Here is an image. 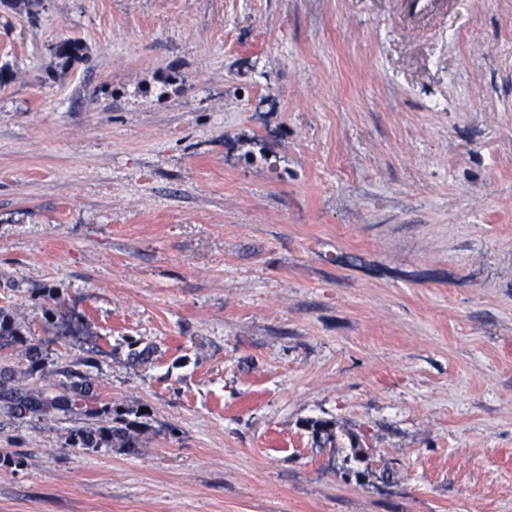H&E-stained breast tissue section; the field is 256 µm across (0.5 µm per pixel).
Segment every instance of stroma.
I'll return each instance as SVG.
<instances>
[{"label": "stroma", "instance_id": "obj_1", "mask_svg": "<svg viewBox=\"0 0 512 512\" xmlns=\"http://www.w3.org/2000/svg\"><path fill=\"white\" fill-rule=\"evenodd\" d=\"M1 65L0 307L142 446L1 408L0 512H512V0L0 4ZM53 51L64 67H69L72 63L80 61L86 56L85 44L80 39L75 38H65L58 41L53 47ZM110 420L102 425L76 428L66 438L68 448L78 450L125 448L134 453L141 448V430L119 410L112 411Z\"/></svg>", "mask_w": 512, "mask_h": 512}]
</instances>
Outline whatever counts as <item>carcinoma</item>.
Wrapping results in <instances>:
<instances>
[{"mask_svg": "<svg viewBox=\"0 0 512 512\" xmlns=\"http://www.w3.org/2000/svg\"><path fill=\"white\" fill-rule=\"evenodd\" d=\"M53 51L64 67L86 56L85 44L75 38L58 41ZM26 333L28 330L16 322L12 313L1 307L0 350L17 344L23 346L21 362L15 366L0 364V404L3 408L18 417L99 413V394L92 379L79 371H68V380L64 383L30 382L37 373L43 372V359L37 347L27 344ZM140 435L137 423L115 409L110 420L102 425L71 430L66 445L78 450L123 448L134 453L142 447Z\"/></svg>", "mask_w": 512, "mask_h": 512, "instance_id": "carcinoma-1", "label": "carcinoma"}]
</instances>
